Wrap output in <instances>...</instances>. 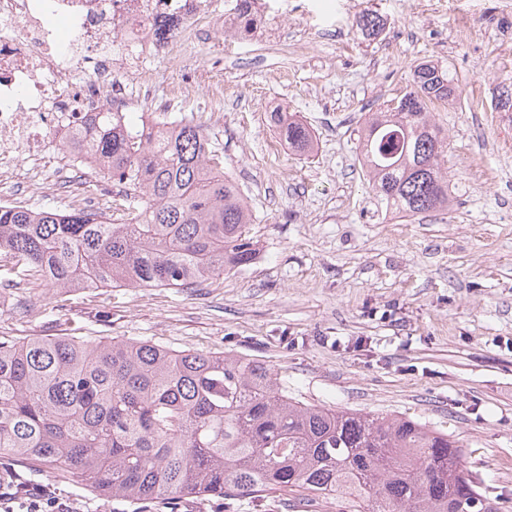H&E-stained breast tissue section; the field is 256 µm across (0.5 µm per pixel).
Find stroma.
<instances>
[{
	"mask_svg": "<svg viewBox=\"0 0 512 512\" xmlns=\"http://www.w3.org/2000/svg\"><path fill=\"white\" fill-rule=\"evenodd\" d=\"M508 0H306L275 42H192L188 60L154 58L152 91L132 122L162 112L194 119L224 151L258 242L254 262L201 288H102L74 293L56 317L52 289L0 288V336L147 340L175 350L231 351L267 365L308 405L411 418L458 440L464 464L500 512H512V117L497 111L512 83ZM385 21L369 38L355 20ZM304 52H295L298 42ZM438 63L459 89L435 119L448 137V210L399 218L358 158L369 113ZM224 97L212 99L214 83ZM315 137L303 154L269 122L276 107ZM66 154L49 145L48 184L32 200L70 210L53 180ZM50 488L73 512H136L75 493L0 460V484Z\"/></svg>",
	"mask_w": 512,
	"mask_h": 512,
	"instance_id": "1",
	"label": "stroma"
}]
</instances>
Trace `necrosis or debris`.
<instances>
[{"instance_id":"necrosis-or-debris-1","label":"necrosis or debris","mask_w":512,"mask_h":512,"mask_svg":"<svg viewBox=\"0 0 512 512\" xmlns=\"http://www.w3.org/2000/svg\"><path fill=\"white\" fill-rule=\"evenodd\" d=\"M227 15L201 0H0V177L54 141L71 170L90 167L76 135L149 94L145 56L182 57L203 35L223 36L233 54ZM158 16L170 20L162 36Z\"/></svg>"}]
</instances>
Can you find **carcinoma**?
I'll list each match as a JSON object with an SVG mask.
<instances>
[{"mask_svg":"<svg viewBox=\"0 0 512 512\" xmlns=\"http://www.w3.org/2000/svg\"><path fill=\"white\" fill-rule=\"evenodd\" d=\"M370 36L380 17L363 13ZM398 104L372 113L359 156L372 190L402 218L448 209V140L429 104L456 89L432 62ZM270 119L288 147L308 128ZM93 164L125 189L113 211L0 206V288L43 285L61 298L99 288H200L256 259L252 214L202 125L92 127ZM48 467L78 491L119 501L256 497L283 488L344 512H498L462 449L409 419L302 404L288 382L232 352L143 340L0 336V457Z\"/></svg>","mask_w":512,"mask_h":512,"instance_id":"1","label":"carcinoma"}]
</instances>
